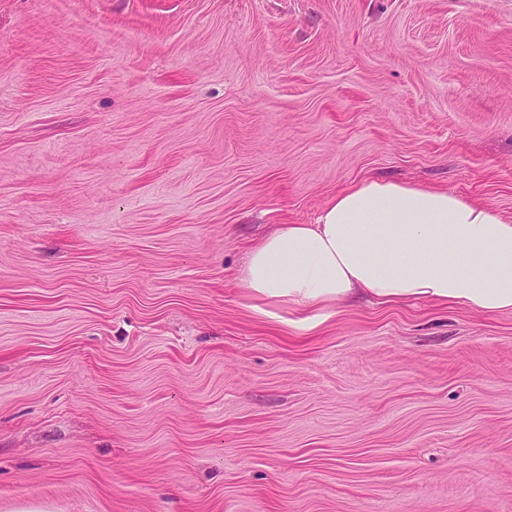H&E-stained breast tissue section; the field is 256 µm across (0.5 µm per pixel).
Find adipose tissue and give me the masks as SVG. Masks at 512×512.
Returning a JSON list of instances; mask_svg holds the SVG:
<instances>
[{"label":"adipose tissue","instance_id":"ef3b65f1","mask_svg":"<svg viewBox=\"0 0 512 512\" xmlns=\"http://www.w3.org/2000/svg\"><path fill=\"white\" fill-rule=\"evenodd\" d=\"M251 297L298 315L303 330L357 296L512 311V218L441 189L364 180L313 224H283L254 246Z\"/></svg>","mask_w":512,"mask_h":512}]
</instances>
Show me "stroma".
I'll return each mask as SVG.
<instances>
[{
    "instance_id": "35a3bbf8",
    "label": "stroma",
    "mask_w": 512,
    "mask_h": 512,
    "mask_svg": "<svg viewBox=\"0 0 512 512\" xmlns=\"http://www.w3.org/2000/svg\"><path fill=\"white\" fill-rule=\"evenodd\" d=\"M369 178L512 217V0H0V512H512V312L240 284Z\"/></svg>"
}]
</instances>
